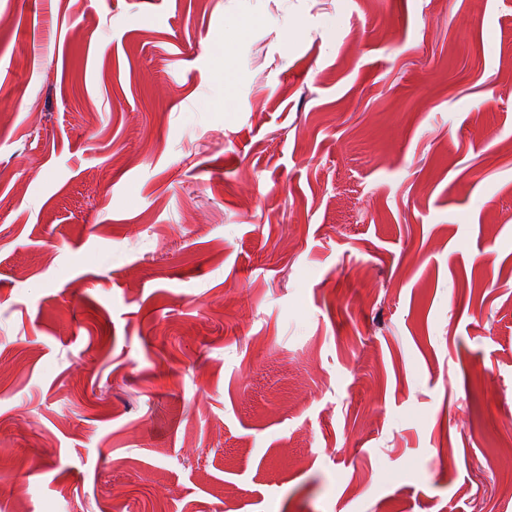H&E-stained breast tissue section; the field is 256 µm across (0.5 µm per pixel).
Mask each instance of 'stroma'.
Listing matches in <instances>:
<instances>
[{
    "mask_svg": "<svg viewBox=\"0 0 512 512\" xmlns=\"http://www.w3.org/2000/svg\"><path fill=\"white\" fill-rule=\"evenodd\" d=\"M0 28V512H512V0Z\"/></svg>",
    "mask_w": 512,
    "mask_h": 512,
    "instance_id": "stroma-1",
    "label": "stroma"
}]
</instances>
